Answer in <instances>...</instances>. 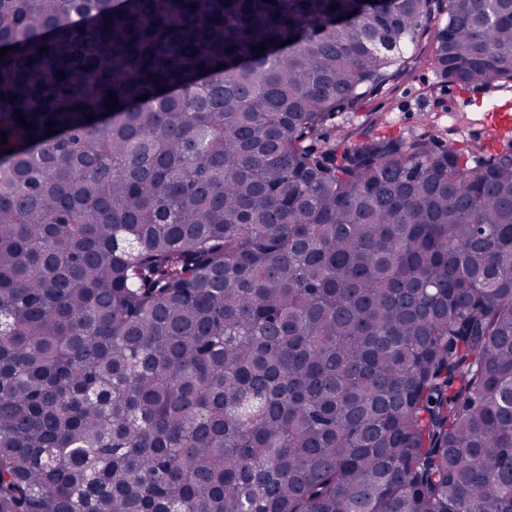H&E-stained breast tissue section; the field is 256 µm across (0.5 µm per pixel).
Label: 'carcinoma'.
Listing matches in <instances>:
<instances>
[{"label": "carcinoma", "instance_id": "carcinoma-1", "mask_svg": "<svg viewBox=\"0 0 512 512\" xmlns=\"http://www.w3.org/2000/svg\"><path fill=\"white\" fill-rule=\"evenodd\" d=\"M1 48L0 512H512V152L316 146L512 83V0H0ZM460 87L462 86L445 82L433 66L422 63L397 91L391 102L376 101L367 111L381 113L385 122L382 132L427 135L432 132L430 124L435 121L448 128V136L458 145L469 144L473 150L480 153L478 142L482 138H488L483 130L477 126L467 125L464 135L461 136L449 128L450 124L455 122L448 115L449 112L457 113L460 121H464L460 113L467 114L470 118L474 112H455L453 107H450L448 112L436 110L432 103L436 98L448 103V88L460 90ZM366 113L367 112H356L355 114L353 115H350V114H342V115H338L333 121L332 123H330L329 126H327L321 133V137H319L320 139V144L322 146H327L329 145V143L332 142V139L335 138V135H336V130L339 128V127H344L346 126L347 124H360V125H365L366 122H365V117H366Z\"/></svg>", "mask_w": 512, "mask_h": 512}]
</instances>
